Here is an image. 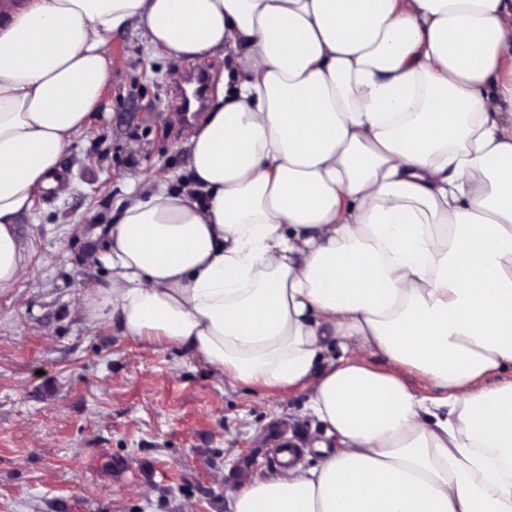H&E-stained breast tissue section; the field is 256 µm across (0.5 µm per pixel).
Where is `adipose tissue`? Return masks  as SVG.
Returning a JSON list of instances; mask_svg holds the SVG:
<instances>
[{"label": "adipose tissue", "mask_w": 512, "mask_h": 512, "mask_svg": "<svg viewBox=\"0 0 512 512\" xmlns=\"http://www.w3.org/2000/svg\"><path fill=\"white\" fill-rule=\"evenodd\" d=\"M133 22L233 67L188 185L129 197L90 255L111 275L88 318L304 389L335 440L242 476L231 512H512V0H22L0 15V293Z\"/></svg>", "instance_id": "adipose-tissue-1"}]
</instances>
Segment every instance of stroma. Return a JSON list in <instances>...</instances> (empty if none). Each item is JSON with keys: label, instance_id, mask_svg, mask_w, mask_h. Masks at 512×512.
Segmentation results:
<instances>
[{"label": "stroma", "instance_id": "1", "mask_svg": "<svg viewBox=\"0 0 512 512\" xmlns=\"http://www.w3.org/2000/svg\"><path fill=\"white\" fill-rule=\"evenodd\" d=\"M108 54L103 103L61 161L68 195L38 192L16 226L32 274L0 294V512H230L240 472L273 470L278 424L307 443L302 465L315 461L323 427L305 391L230 385L186 350L90 323L81 305L110 275L86 258L129 186L178 191L191 178L195 126L176 87L205 69L214 102L230 57H170L134 24Z\"/></svg>", "mask_w": 512, "mask_h": 512}]
</instances>
